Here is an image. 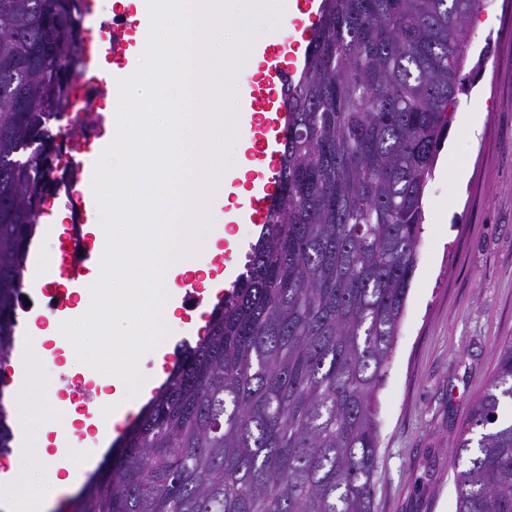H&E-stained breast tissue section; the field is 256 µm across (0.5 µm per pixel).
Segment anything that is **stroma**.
<instances>
[{
  "instance_id": "35a3bbf8",
  "label": "stroma",
  "mask_w": 512,
  "mask_h": 512,
  "mask_svg": "<svg viewBox=\"0 0 512 512\" xmlns=\"http://www.w3.org/2000/svg\"><path fill=\"white\" fill-rule=\"evenodd\" d=\"M123 56L92 75L114 84L129 77L151 20L136 16ZM471 54L448 139L425 197L426 221L397 346L378 397L381 464L375 512H455L450 454L474 400L493 374L496 349L512 336V0L472 20ZM232 246L214 263L219 289L242 272L259 225L230 218ZM170 291L180 322L140 370L153 379L157 358L173 362L191 336L203 288L178 277Z\"/></svg>"
}]
</instances>
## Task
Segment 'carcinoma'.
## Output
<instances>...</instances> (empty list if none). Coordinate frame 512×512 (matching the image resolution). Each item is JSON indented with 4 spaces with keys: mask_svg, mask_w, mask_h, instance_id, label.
I'll use <instances>...</instances> for the list:
<instances>
[{
    "mask_svg": "<svg viewBox=\"0 0 512 512\" xmlns=\"http://www.w3.org/2000/svg\"><path fill=\"white\" fill-rule=\"evenodd\" d=\"M484 0H321L276 196L205 336L79 512H374L375 397ZM84 0H0V361L86 65ZM0 383V453L13 430ZM456 512H512V336L451 454Z\"/></svg>",
    "mask_w": 512,
    "mask_h": 512,
    "instance_id": "obj_1",
    "label": "carcinoma"
}]
</instances>
